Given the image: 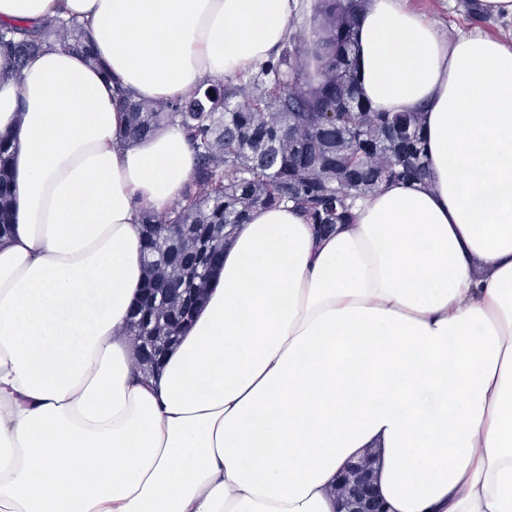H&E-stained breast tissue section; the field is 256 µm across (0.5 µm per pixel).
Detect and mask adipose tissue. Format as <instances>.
Here are the masks:
<instances>
[{
	"label": "adipose tissue",
	"mask_w": 512,
	"mask_h": 512,
	"mask_svg": "<svg viewBox=\"0 0 512 512\" xmlns=\"http://www.w3.org/2000/svg\"><path fill=\"white\" fill-rule=\"evenodd\" d=\"M409 2L366 0L356 87L420 113L427 178L327 232L254 209L146 376L141 213L195 157L176 125L125 143L120 93L253 71L301 0H0L6 24L76 19L99 59L0 57V512H343L369 448L387 512H512V39H446ZM11 140L8 134H0V237L9 231L11 213Z\"/></svg>",
	"instance_id": "1"
}]
</instances>
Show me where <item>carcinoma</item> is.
<instances>
[{
	"instance_id": "cac0c4a2",
	"label": "carcinoma",
	"mask_w": 512,
	"mask_h": 512,
	"mask_svg": "<svg viewBox=\"0 0 512 512\" xmlns=\"http://www.w3.org/2000/svg\"><path fill=\"white\" fill-rule=\"evenodd\" d=\"M362 0H319L310 33L248 79L211 83L189 99L125 98L127 137L141 140L179 125L195 155L181 200L166 214L143 212L146 280L181 278L197 302L224 249L253 209L292 203L326 230L347 222L356 200L390 182L423 180L427 167L419 116L372 110L352 76L353 30ZM58 39L98 64L82 27L50 18L34 27L0 26V54L15 70ZM11 140L0 134V237L9 231ZM150 335H179L184 299L164 301Z\"/></svg>"
}]
</instances>
